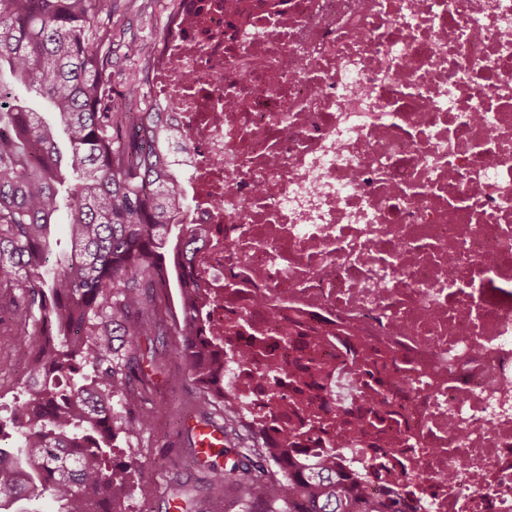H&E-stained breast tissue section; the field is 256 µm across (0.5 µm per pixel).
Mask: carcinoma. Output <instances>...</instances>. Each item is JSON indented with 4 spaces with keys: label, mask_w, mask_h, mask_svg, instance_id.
Instances as JSON below:
<instances>
[{
    "label": "carcinoma",
    "mask_w": 512,
    "mask_h": 512,
    "mask_svg": "<svg viewBox=\"0 0 512 512\" xmlns=\"http://www.w3.org/2000/svg\"><path fill=\"white\" fill-rule=\"evenodd\" d=\"M117 0H0V306L26 322L0 347L33 355L23 395L0 417V512H123L136 470L117 461L137 437L136 371L114 348L163 327L160 291L178 288L175 355L199 385L201 413L224 402V358L196 336L202 285L187 275L205 236L184 224L172 154L183 150L141 80L112 96ZM54 120L33 111L27 94ZM64 135L67 150L58 147ZM69 230L55 252L52 227ZM180 227L170 237L171 229ZM252 468L211 483L259 493L262 512H403L365 497L336 468L293 470L265 442ZM280 477L263 480L266 465ZM31 504L29 508L17 506Z\"/></svg>",
    "instance_id": "obj_1"
}]
</instances>
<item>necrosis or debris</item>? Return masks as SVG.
I'll list each match as a JSON object with an SVG mask.
<instances>
[{
    "label": "necrosis or debris",
    "mask_w": 512,
    "mask_h": 512,
    "mask_svg": "<svg viewBox=\"0 0 512 512\" xmlns=\"http://www.w3.org/2000/svg\"><path fill=\"white\" fill-rule=\"evenodd\" d=\"M151 85L238 422L512 512V0H181Z\"/></svg>",
    "instance_id": "4bbe7bcc"
}]
</instances>
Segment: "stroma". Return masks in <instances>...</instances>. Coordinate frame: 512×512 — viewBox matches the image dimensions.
<instances>
[{
  "instance_id": "35a3bbf8",
  "label": "stroma",
  "mask_w": 512,
  "mask_h": 512,
  "mask_svg": "<svg viewBox=\"0 0 512 512\" xmlns=\"http://www.w3.org/2000/svg\"><path fill=\"white\" fill-rule=\"evenodd\" d=\"M170 10V0H136L133 7L120 9L113 16L115 93H123L129 82L142 77L144 61L126 56L125 42L136 41L145 52H154ZM176 341L173 328L168 325L161 335L141 342L144 357L139 362L141 381L136 409L150 414L154 425L141 430L131 448L124 451L139 469L125 512H170L174 500L182 504V512H260L258 499H245L237 487L214 488L209 484L212 469L251 466L242 447L248 433L240 424H226V441L214 467L200 465L195 458L182 420L198 415L200 390L184 363L173 354Z\"/></svg>"
}]
</instances>
